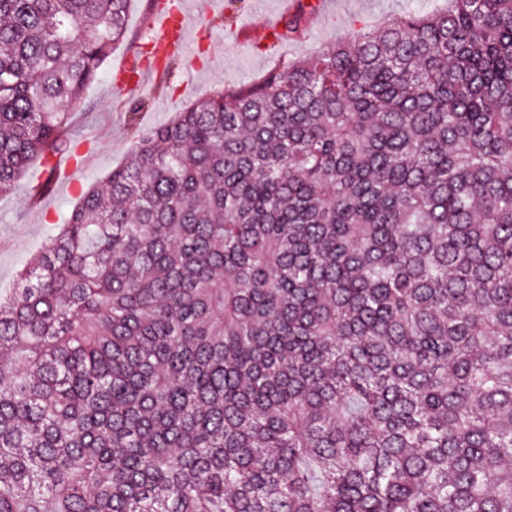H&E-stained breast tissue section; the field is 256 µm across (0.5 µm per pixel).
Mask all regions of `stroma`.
Returning <instances> with one entry per match:
<instances>
[{
  "label": "stroma",
  "mask_w": 512,
  "mask_h": 512,
  "mask_svg": "<svg viewBox=\"0 0 512 512\" xmlns=\"http://www.w3.org/2000/svg\"><path fill=\"white\" fill-rule=\"evenodd\" d=\"M187 47L171 65L154 64L150 42L156 24L148 0H130L127 35L114 46L98 79L85 90L72 115L77 158H62V174L49 179L32 162L11 191L0 194V294L17 288V275L65 223L83 191L105 180L127 158L139 131L173 120L186 105L224 88L260 80L284 61L315 58L331 43L348 37L354 24L376 28L409 12H429L445 0H296L301 30L288 43L265 36L262 24L281 20L285 0H182ZM151 66L144 82L128 88L115 79L123 68ZM137 116H129L132 102ZM51 182L50 192L33 199L34 188Z\"/></svg>",
  "instance_id": "stroma-1"
}]
</instances>
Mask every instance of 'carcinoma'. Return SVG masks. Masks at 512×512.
Listing matches in <instances>:
<instances>
[{
	"label": "carcinoma",
	"instance_id": "cac0c4a2",
	"mask_svg": "<svg viewBox=\"0 0 512 512\" xmlns=\"http://www.w3.org/2000/svg\"><path fill=\"white\" fill-rule=\"evenodd\" d=\"M128 4L0 0V192ZM0 512H512V0L139 133L0 297Z\"/></svg>",
	"mask_w": 512,
	"mask_h": 512
}]
</instances>
